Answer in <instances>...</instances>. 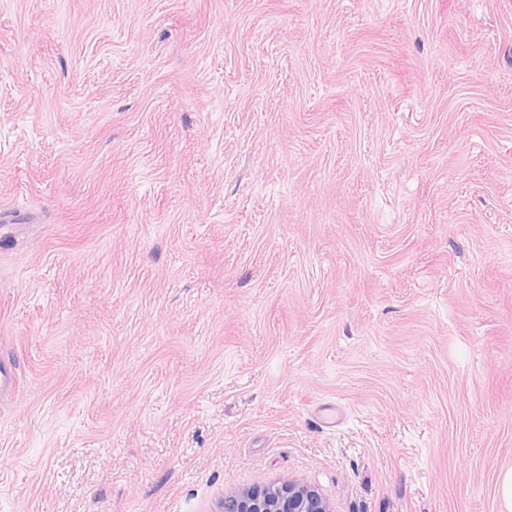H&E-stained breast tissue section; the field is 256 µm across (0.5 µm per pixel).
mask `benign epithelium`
Instances as JSON below:
<instances>
[{
	"label": "benign epithelium",
	"mask_w": 512,
	"mask_h": 512,
	"mask_svg": "<svg viewBox=\"0 0 512 512\" xmlns=\"http://www.w3.org/2000/svg\"><path fill=\"white\" fill-rule=\"evenodd\" d=\"M219 512H333L314 487L290 481L244 489L224 497Z\"/></svg>",
	"instance_id": "benign-epithelium-1"
}]
</instances>
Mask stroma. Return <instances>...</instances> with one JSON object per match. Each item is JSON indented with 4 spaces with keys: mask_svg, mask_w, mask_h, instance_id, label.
<instances>
[{
    "mask_svg": "<svg viewBox=\"0 0 512 512\" xmlns=\"http://www.w3.org/2000/svg\"><path fill=\"white\" fill-rule=\"evenodd\" d=\"M0 512H507L512 0H0ZM219 512H333L314 487L288 481L244 489L224 497Z\"/></svg>",
    "mask_w": 512,
    "mask_h": 512,
    "instance_id": "35a3bbf8",
    "label": "stroma"
}]
</instances>
